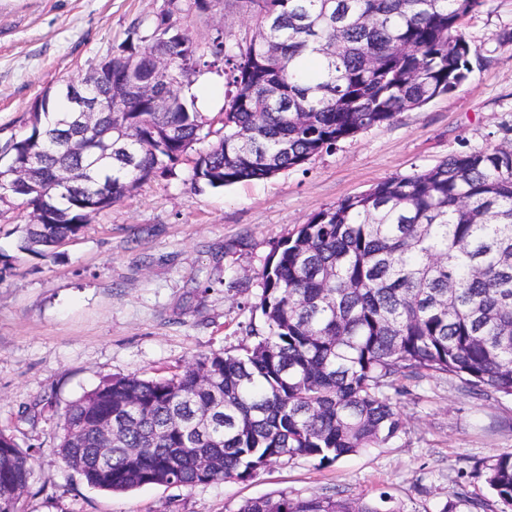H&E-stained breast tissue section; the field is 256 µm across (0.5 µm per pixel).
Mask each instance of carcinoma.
<instances>
[{
	"instance_id": "carcinoma-1",
	"label": "carcinoma",
	"mask_w": 512,
	"mask_h": 512,
	"mask_svg": "<svg viewBox=\"0 0 512 512\" xmlns=\"http://www.w3.org/2000/svg\"><path fill=\"white\" fill-rule=\"evenodd\" d=\"M213 0L139 19L98 63L112 102L73 150L71 77L35 102L28 132L0 147V201L30 209L19 250L47 257L91 216L172 171L192 184L264 180L446 95L473 71L462 33L486 0H246L255 32L236 54L186 18ZM163 55L170 77L156 70ZM232 65L223 117L186 95L205 56ZM221 127L214 128L215 124ZM262 292L234 353L201 354L170 376H117L71 403L54 448L88 486L247 481L272 464L320 465L406 433L393 397L446 377L455 390L512 397V143L464 152L315 212L266 259ZM117 429L106 467L105 425ZM33 454L0 430V512H20ZM494 499L465 491L440 512H512V450L482 464ZM333 495L252 499L237 512H403Z\"/></svg>"
}]
</instances>
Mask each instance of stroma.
Masks as SVG:
<instances>
[{
  "label": "stroma",
  "instance_id": "1",
  "mask_svg": "<svg viewBox=\"0 0 512 512\" xmlns=\"http://www.w3.org/2000/svg\"><path fill=\"white\" fill-rule=\"evenodd\" d=\"M164 3L0 0V138L23 133L36 100L85 74ZM188 25L200 40L222 26L234 49L255 19L238 0H223ZM464 34L482 57L466 81L302 167L214 189L191 185L180 165L94 215L46 259L18 248L27 210L0 206V253L13 263L0 278V429L36 449L22 512H237L282 492L337 491L386 493L405 512H439L459 472L512 449L511 398L477 399L426 378L399 399L401 440L327 466L297 457L244 482L115 494L89 487L51 451L60 415L103 378L167 375L247 343L267 257L314 212L450 155L512 141V0H487Z\"/></svg>",
  "mask_w": 512,
  "mask_h": 512
}]
</instances>
